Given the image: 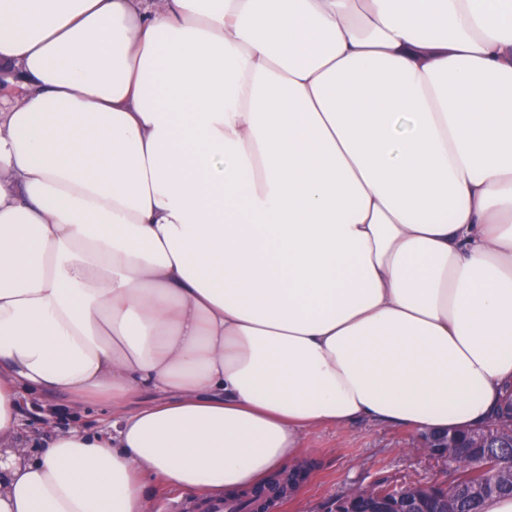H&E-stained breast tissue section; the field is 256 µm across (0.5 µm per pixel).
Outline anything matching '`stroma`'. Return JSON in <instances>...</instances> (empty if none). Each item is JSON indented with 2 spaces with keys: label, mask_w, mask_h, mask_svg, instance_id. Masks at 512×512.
Segmentation results:
<instances>
[{
  "label": "stroma",
  "mask_w": 512,
  "mask_h": 512,
  "mask_svg": "<svg viewBox=\"0 0 512 512\" xmlns=\"http://www.w3.org/2000/svg\"><path fill=\"white\" fill-rule=\"evenodd\" d=\"M65 403L62 396L21 399V435L45 440L54 427H67L72 420L89 430L110 428L112 417L103 404L91 403L72 411ZM419 444V433L365 420L344 429H314L304 442L302 497L283 498L271 512H333L336 499L371 485L447 483L448 466L424 454Z\"/></svg>",
  "instance_id": "1"
}]
</instances>
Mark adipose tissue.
Wrapping results in <instances>:
<instances>
[{
    "instance_id": "adipose-tissue-1",
    "label": "adipose tissue",
    "mask_w": 512,
    "mask_h": 512,
    "mask_svg": "<svg viewBox=\"0 0 512 512\" xmlns=\"http://www.w3.org/2000/svg\"><path fill=\"white\" fill-rule=\"evenodd\" d=\"M0 512L216 499L512 383V0H0ZM111 435L18 434L21 393ZM170 500H180L186 512L199 511L200 506L197 498L192 497L178 489L161 488L152 494V508L150 512H164L162 509Z\"/></svg>"
}]
</instances>
